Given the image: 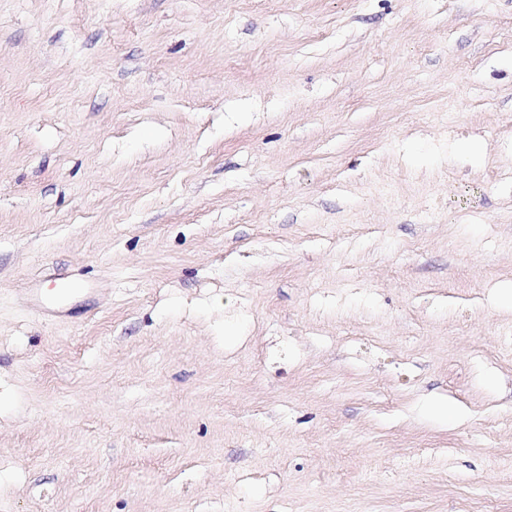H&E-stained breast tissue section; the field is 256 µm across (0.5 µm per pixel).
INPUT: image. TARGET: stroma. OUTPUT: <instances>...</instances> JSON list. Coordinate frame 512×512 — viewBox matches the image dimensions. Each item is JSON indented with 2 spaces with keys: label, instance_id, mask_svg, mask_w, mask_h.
I'll list each match as a JSON object with an SVG mask.
<instances>
[{
  "label": "stroma",
  "instance_id": "stroma-1",
  "mask_svg": "<svg viewBox=\"0 0 512 512\" xmlns=\"http://www.w3.org/2000/svg\"><path fill=\"white\" fill-rule=\"evenodd\" d=\"M0 512H512V0H0Z\"/></svg>",
  "mask_w": 512,
  "mask_h": 512
}]
</instances>
